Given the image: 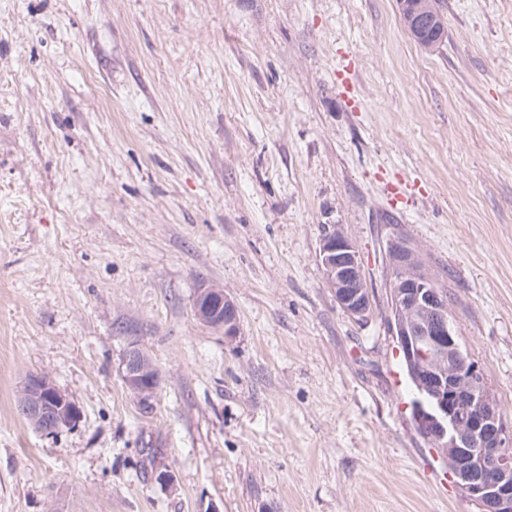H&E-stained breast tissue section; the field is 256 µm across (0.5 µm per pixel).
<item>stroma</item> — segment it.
I'll return each mask as SVG.
<instances>
[{"instance_id": "obj_1", "label": "stroma", "mask_w": 512, "mask_h": 512, "mask_svg": "<svg viewBox=\"0 0 512 512\" xmlns=\"http://www.w3.org/2000/svg\"><path fill=\"white\" fill-rule=\"evenodd\" d=\"M443 17L429 51L397 0H0V512H476L387 324L401 236L512 426V0ZM334 224L362 323L323 281ZM31 374L75 427L20 415ZM319 261L324 282L340 308L360 322L367 320L371 299L357 245L338 225L319 241ZM193 310L198 321L224 331L225 338L232 340L238 336L237 307L231 297L224 293V288L203 283L197 290ZM123 380L140 405L150 403L160 383V372L139 348H129L123 359ZM20 407L29 424L45 435L74 427L81 416L79 407L48 377L40 374L25 379Z\"/></svg>"}]
</instances>
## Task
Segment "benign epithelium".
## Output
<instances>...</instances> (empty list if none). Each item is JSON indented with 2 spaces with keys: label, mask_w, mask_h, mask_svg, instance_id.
Wrapping results in <instances>:
<instances>
[{
  "label": "benign epithelium",
  "mask_w": 512,
  "mask_h": 512,
  "mask_svg": "<svg viewBox=\"0 0 512 512\" xmlns=\"http://www.w3.org/2000/svg\"><path fill=\"white\" fill-rule=\"evenodd\" d=\"M408 34L423 40L439 23L435 0H398ZM324 282L340 308L360 322L367 320L371 299L357 245L338 225L319 241ZM389 287L393 309L392 335L408 363L425 364L416 384L412 405L415 424L437 443L457 449L456 476L469 499L483 512H512V430L499 416L487 392L479 366L464 355L451 319L448 301L439 293L420 264L418 251L400 239L387 249ZM193 310L196 319L238 336V312L224 289L204 283ZM123 380L142 405L152 401L160 372L139 348H129L123 359ZM20 407L35 430L53 435L75 426L79 407L48 377L29 375L20 392Z\"/></svg>",
  "instance_id": "1"
}]
</instances>
